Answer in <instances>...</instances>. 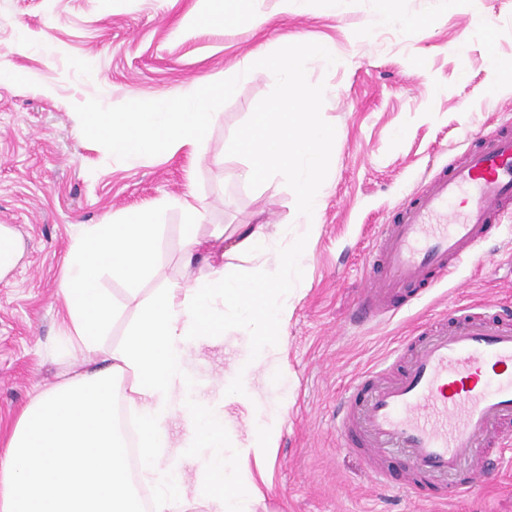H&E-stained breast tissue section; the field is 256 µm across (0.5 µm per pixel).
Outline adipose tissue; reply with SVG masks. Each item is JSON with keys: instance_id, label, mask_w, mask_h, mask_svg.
Instances as JSON below:
<instances>
[{"instance_id": "ef3b65f1", "label": "adipose tissue", "mask_w": 512, "mask_h": 512, "mask_svg": "<svg viewBox=\"0 0 512 512\" xmlns=\"http://www.w3.org/2000/svg\"><path fill=\"white\" fill-rule=\"evenodd\" d=\"M282 224H240L228 238L226 263L159 288L140 304L123 340L102 350L100 339L116 316L100 280L137 285L157 264L159 227L148 213L131 211L109 224H81L59 288L72 332L63 347L79 345L86 368L39 394L15 422L0 459V512H181L186 497L207 512H253L261 489L253 473L271 459L281 426L278 410H264L254 393L225 379L216 397L193 404L178 395L192 384L184 361L191 348L218 341L226 326L253 337L239 360L242 373L258 370L284 346L289 293L303 256L282 248ZM255 258L249 269L233 259ZM130 379L123 395L114 383ZM256 409L249 437L233 457L224 449L236 434L224 420V402ZM180 419L182 438L171 423ZM195 478L184 484L181 470ZM152 492L143 510L138 488Z\"/></svg>"}]
</instances>
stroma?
I'll list each match as a JSON object with an SVG mask.
<instances>
[{
  "mask_svg": "<svg viewBox=\"0 0 512 512\" xmlns=\"http://www.w3.org/2000/svg\"><path fill=\"white\" fill-rule=\"evenodd\" d=\"M379 8L378 0H344L331 15L321 0H307L287 15L279 0H263L267 23L223 27L208 21L209 0H0V59L16 74L0 80V225L25 245L0 280V455L22 409L84 367L79 346L57 351L68 325L58 282L77 225L138 209L160 226L159 260L137 300L124 282H100L120 308L102 340L108 349L122 340L138 300L185 275L178 199L192 192L205 200L204 237L228 224L297 222L282 178L249 189L237 177L241 158L224 155L272 90L269 71L239 83L206 135L201 162L186 148L137 164L112 159L84 137L75 105L164 95L301 40L336 58L307 65L309 81L326 87L322 116L336 128V145L322 230L307 243L290 297L284 365L247 379L267 408L285 412L253 512H512V472L493 469V446L465 463L464 476L475 479L469 493L418 505L405 492L400 452L386 453L389 483L374 486L364 458L344 451L336 430V407L354 377L386 363L413 327L450 318L459 305L512 313L508 216L484 242L483 261L462 263L393 316L350 323L380 227L466 147L512 132V0H398L392 21ZM250 349L234 331L190 349L194 385L184 400L213 396Z\"/></svg>",
  "mask_w": 512,
  "mask_h": 512,
  "instance_id": "obj_1",
  "label": "stroma"
}]
</instances>
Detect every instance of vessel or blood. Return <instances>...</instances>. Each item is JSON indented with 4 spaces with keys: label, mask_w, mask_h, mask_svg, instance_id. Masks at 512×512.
<instances>
[{
    "label": "vessel or blood",
    "mask_w": 512,
    "mask_h": 512,
    "mask_svg": "<svg viewBox=\"0 0 512 512\" xmlns=\"http://www.w3.org/2000/svg\"><path fill=\"white\" fill-rule=\"evenodd\" d=\"M511 204L512 135L492 133L428 178L384 225L356 321L393 313L397 298L421 296L435 274L476 258ZM403 345L408 360L397 377L371 369L353 381L336 429L361 436L373 455L399 450L417 477L406 487L415 501H427L423 483L439 475L448 499L468 487L457 476L461 461L512 421V319L464 308Z\"/></svg>",
    "instance_id": "vessel-or-blood-1"
}]
</instances>
